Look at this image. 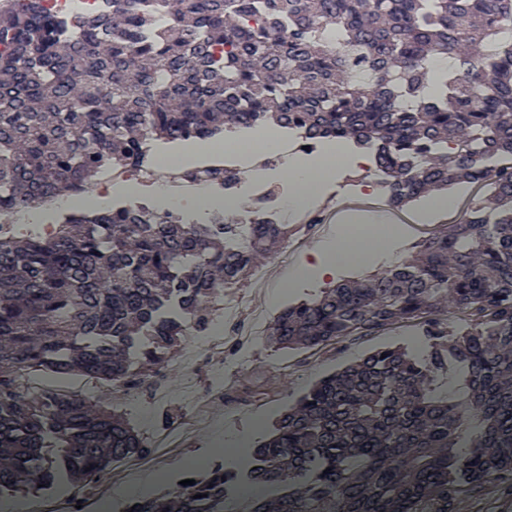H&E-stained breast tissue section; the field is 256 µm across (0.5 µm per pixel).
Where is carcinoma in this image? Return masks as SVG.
Masks as SVG:
<instances>
[{
    "label": "carcinoma",
    "instance_id": "1",
    "mask_svg": "<svg viewBox=\"0 0 512 512\" xmlns=\"http://www.w3.org/2000/svg\"><path fill=\"white\" fill-rule=\"evenodd\" d=\"M507 30L512 0H104L65 17L41 0L0 5V215L137 170L152 140L226 126L369 150L395 207L459 185L489 192L414 262L288 306L269 337L313 348L448 313L464 323L448 347L380 349L322 378L253 449L254 468L219 466L133 512H454L463 488L512 477ZM441 55L456 66L432 96ZM238 176L184 172L216 190ZM287 236L260 208L244 228L218 208L194 224L134 204L78 210L45 237L0 233V491L30 495L60 471L78 491L140 447L91 397L36 398L27 378L124 381L206 320L217 279L238 284ZM450 358L463 371L452 397L437 387ZM242 481L272 498L239 510Z\"/></svg>",
    "mask_w": 512,
    "mask_h": 512
}]
</instances>
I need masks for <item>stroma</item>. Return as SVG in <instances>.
<instances>
[{"instance_id": "1", "label": "stroma", "mask_w": 512, "mask_h": 512, "mask_svg": "<svg viewBox=\"0 0 512 512\" xmlns=\"http://www.w3.org/2000/svg\"><path fill=\"white\" fill-rule=\"evenodd\" d=\"M357 177V171L352 170L347 178L326 184L302 221L291 224L284 212L274 213L277 223L287 224L290 238L260 261L265 282H257L250 275L235 287L217 289L210 313L224 319L223 398L212 393L214 372L208 361L197 362L191 374L179 364V356L189 354L195 347L193 337L187 335L175 346L159 351L158 357L167 369L161 386L150 384L154 366L137 364L131 377L142 384L139 396L127 399L116 394L106 400V407L133 429L143 448H150L161 430L184 432L176 453L159 464L166 479L152 487L153 495L161 497L172 492L182 470L193 459L212 455L216 442L235 448L245 441L250 447H257L288 405L322 376L384 347L416 356L431 350L434 327L423 321L397 323L370 336L309 349H282L268 341L270 326L289 304L317 297L327 287L320 280L293 285L286 282L293 265L316 250L328 234L326 227L318 224V217L335 209L339 199L360 193L366 194L367 199L357 204V211L373 213L372 201L380 190L354 186ZM424 205L420 199L400 210L406 225L394 248L402 262H411L424 239L454 221L453 215L444 213L431 224L412 223V216ZM461 500L459 512H501L504 505L512 504V478L464 493Z\"/></svg>"}]
</instances>
